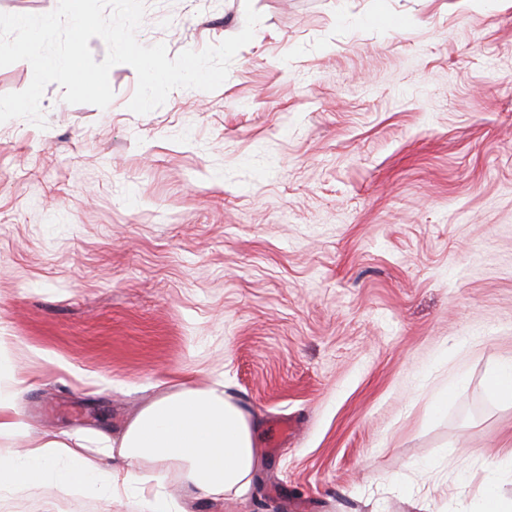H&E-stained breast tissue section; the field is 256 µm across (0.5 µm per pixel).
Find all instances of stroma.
Here are the masks:
<instances>
[{"label": "stroma", "mask_w": 512, "mask_h": 512, "mask_svg": "<svg viewBox=\"0 0 512 512\" xmlns=\"http://www.w3.org/2000/svg\"><path fill=\"white\" fill-rule=\"evenodd\" d=\"M262 16L216 90L145 115L49 84L0 123V332L30 436L120 435L223 383L261 467L194 512H479L512 499V0H145L169 57ZM295 430L274 450L272 429ZM29 438H20L23 448ZM0 512H145L43 481ZM490 391L494 397L512 401V358L497 367L490 382Z\"/></svg>", "instance_id": "obj_1"}]
</instances>
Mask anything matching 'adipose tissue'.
I'll return each mask as SVG.
<instances>
[{"label":"adipose tissue","instance_id":"1","mask_svg":"<svg viewBox=\"0 0 512 512\" xmlns=\"http://www.w3.org/2000/svg\"><path fill=\"white\" fill-rule=\"evenodd\" d=\"M25 383L9 341L0 336V445L27 432L18 407ZM148 462L160 471L176 468L185 501L145 485ZM260 464L245 410L218 387L184 384L141 405L120 439L102 433L96 447L75 448L67 437L47 432L34 447L0 455V489L23 490L48 479L64 492L136 487L147 512H190L197 497L241 495Z\"/></svg>","mask_w":512,"mask_h":512}]
</instances>
